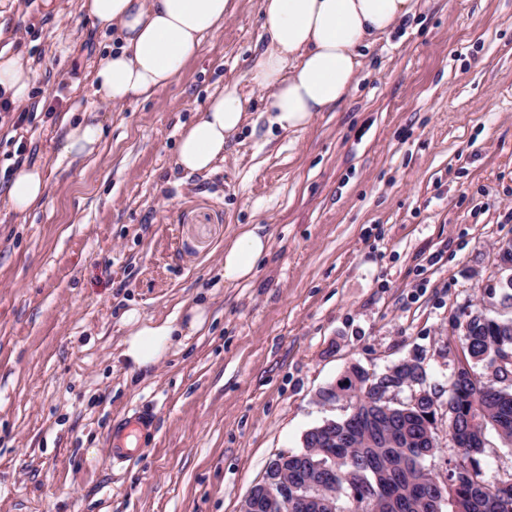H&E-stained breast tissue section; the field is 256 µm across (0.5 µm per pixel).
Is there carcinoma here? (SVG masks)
Returning <instances> with one entry per match:
<instances>
[{
  "instance_id": "1",
  "label": "carcinoma",
  "mask_w": 512,
  "mask_h": 512,
  "mask_svg": "<svg viewBox=\"0 0 512 512\" xmlns=\"http://www.w3.org/2000/svg\"><path fill=\"white\" fill-rule=\"evenodd\" d=\"M499 342L512 351V319L495 320L481 314L473 317L469 334L465 338L466 361L486 362L483 354L488 345ZM402 414L390 419H376L374 422L358 420L355 429L372 426V442L356 440L351 448L336 449L341 458L339 479L341 486L355 491L354 500L359 506L342 508L339 512H374L371 500L380 493L376 506L384 508L382 498L400 502L406 498L419 504L432 495L426 455L420 448L406 444L404 434L416 436L428 421L427 412L410 405V400L397 406ZM448 409L457 413V421L448 425L450 440L456 434L474 424L480 431L495 430L498 436L512 445V384L504 380L480 381L479 387L451 380L448 385ZM485 447L459 448V466L470 468L469 478L458 485L455 483L456 469L450 468L452 476L441 483L442 500L439 506H448V512H457L455 507L462 504V512H512V473L496 485H489L483 478L481 456ZM288 471L291 483L304 482L308 476L307 460L299 454L288 456Z\"/></svg>"
}]
</instances>
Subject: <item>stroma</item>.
<instances>
[{
	"label": "stroma",
	"instance_id": "stroma-1",
	"mask_svg": "<svg viewBox=\"0 0 512 512\" xmlns=\"http://www.w3.org/2000/svg\"><path fill=\"white\" fill-rule=\"evenodd\" d=\"M259 0H236L198 59L148 101L92 94L101 34L78 0H0V50L37 74L0 111V185L44 169L43 207H0V512H239L305 432L349 412L318 393L351 363L421 357L446 478L448 381L464 323L512 318L498 247L512 239V0H417L366 49L356 88L302 132L243 128L218 171L174 163L181 126L224 82L250 111ZM97 112V155L59 157L64 117ZM25 157H18L19 144ZM262 224L270 251L225 285L224 241ZM202 333L130 372L123 315ZM152 411L144 451L112 464V428Z\"/></svg>",
	"mask_w": 512,
	"mask_h": 512
}]
</instances>
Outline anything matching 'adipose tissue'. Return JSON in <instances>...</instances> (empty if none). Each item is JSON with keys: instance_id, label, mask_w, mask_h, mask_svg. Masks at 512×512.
Instances as JSON below:
<instances>
[{"instance_id": "1", "label": "adipose tissue", "mask_w": 512, "mask_h": 512, "mask_svg": "<svg viewBox=\"0 0 512 512\" xmlns=\"http://www.w3.org/2000/svg\"><path fill=\"white\" fill-rule=\"evenodd\" d=\"M79 8L99 30L116 31L92 74L94 95L122 105L146 101L164 90L195 61L208 36L221 30L234 0H79ZM413 0H259L261 33L248 71L253 87L267 90L259 114L269 127L305 130L316 113L333 110L355 87L364 49L390 35L410 15ZM35 74L28 59L0 51V92L11 100L29 98ZM248 99L239 82L210 94L196 120L183 127L175 163L198 174L215 172L224 150L248 121ZM59 154L95 153L103 127L92 113L65 117ZM47 177L38 167L15 169L0 191V201L21 216L43 206ZM269 251L262 225H241L224 244V283L234 286L255 275ZM205 306L190 308L187 321H144L127 311L128 332L122 355L139 371L159 362L181 337L202 330Z\"/></svg>"}]
</instances>
